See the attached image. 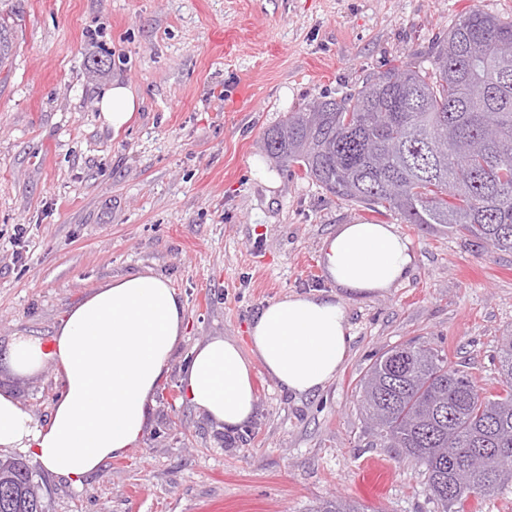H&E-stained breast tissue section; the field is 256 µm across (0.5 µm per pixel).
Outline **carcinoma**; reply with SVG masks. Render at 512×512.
<instances>
[{
	"label": "carcinoma",
	"instance_id": "obj_1",
	"mask_svg": "<svg viewBox=\"0 0 512 512\" xmlns=\"http://www.w3.org/2000/svg\"><path fill=\"white\" fill-rule=\"evenodd\" d=\"M13 51L0 23V67ZM272 159L302 172L338 200L405 224H447L493 251L512 252V21L479 8L426 50L368 76L343 98L316 100L263 133ZM382 354L360 380L376 436L425 467L442 512L512 483V335L498 348L502 389L486 396L445 351L409 346ZM502 467L484 469L487 449ZM469 485L452 491L457 467ZM0 512H46L40 475L0 459ZM314 512H367L336 496Z\"/></svg>",
	"mask_w": 512,
	"mask_h": 512
}]
</instances>
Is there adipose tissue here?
<instances>
[{
  "mask_svg": "<svg viewBox=\"0 0 512 512\" xmlns=\"http://www.w3.org/2000/svg\"><path fill=\"white\" fill-rule=\"evenodd\" d=\"M138 102L115 84L99 102L103 126L120 134ZM416 256L392 224H342L320 248L334 291L291 293L268 302L250 326L251 346L228 337L197 345L182 370L186 398L234 434L254 418L255 366L296 397L317 394L348 356V304L404 282ZM185 307L164 278L142 273L112 279L76 305L50 339L20 335L9 363L20 375L58 368L62 392L45 425L0 392V446L33 452L75 485L144 435L148 404L184 331Z\"/></svg>",
  "mask_w": 512,
  "mask_h": 512,
  "instance_id": "ef3b65f1",
  "label": "adipose tissue"
}]
</instances>
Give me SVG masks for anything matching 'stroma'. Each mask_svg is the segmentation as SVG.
Instances as JSON below:
<instances>
[{"mask_svg": "<svg viewBox=\"0 0 512 512\" xmlns=\"http://www.w3.org/2000/svg\"><path fill=\"white\" fill-rule=\"evenodd\" d=\"M474 8L512 20V0H0L15 43L0 67V391L48 421L56 369L14 374L8 344L49 338L112 278L162 276L185 306L143 438L79 486L42 471L48 512H314L337 495L440 512L423 466L376 436L357 383L382 353L426 342L497 392L512 252L341 202L267 159L261 138ZM91 58L106 62L95 76ZM115 81L138 100L117 136L98 120ZM257 162L273 181L254 176ZM355 223L396 225L416 255L409 278L351 303L350 350L325 389L296 398L255 366V419L217 429L181 388L188 354L214 336L249 347L268 301L333 290L321 242Z\"/></svg>", "mask_w": 512, "mask_h": 512, "instance_id": "obj_1", "label": "stroma"}]
</instances>
